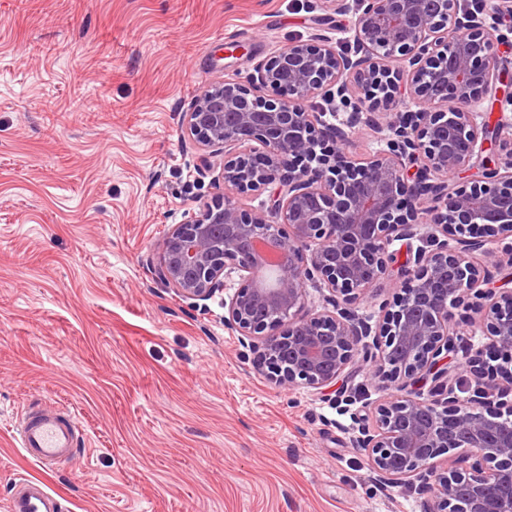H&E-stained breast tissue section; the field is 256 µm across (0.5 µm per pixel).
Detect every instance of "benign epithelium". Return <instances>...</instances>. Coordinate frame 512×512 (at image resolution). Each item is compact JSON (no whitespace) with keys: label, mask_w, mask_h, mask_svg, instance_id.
Segmentation results:
<instances>
[{"label":"benign epithelium","mask_w":512,"mask_h":512,"mask_svg":"<svg viewBox=\"0 0 512 512\" xmlns=\"http://www.w3.org/2000/svg\"><path fill=\"white\" fill-rule=\"evenodd\" d=\"M325 2L352 15L344 47L294 41L183 113L224 158V199L172 226L155 275L200 301L237 273L224 326L278 387L326 390L357 365L393 388L355 418L380 483L417 486L424 512H512V287H489L474 262L512 269V91L497 86L494 52L512 0ZM363 129L383 144L364 158L346 151ZM268 190L269 210L242 208ZM260 245L276 256L272 285L256 276ZM393 270L392 299L362 311ZM310 286L329 308L306 311ZM460 366L474 377L466 396Z\"/></svg>","instance_id":"benign-epithelium-1"}]
</instances>
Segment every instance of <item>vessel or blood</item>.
<instances>
[{"instance_id": "vessel-or-blood-1", "label": "vessel or blood", "mask_w": 512, "mask_h": 512, "mask_svg": "<svg viewBox=\"0 0 512 512\" xmlns=\"http://www.w3.org/2000/svg\"><path fill=\"white\" fill-rule=\"evenodd\" d=\"M17 434L23 453L42 468L51 470L70 456L80 431L74 418L33 405L19 416ZM9 512H61L60 497L41 479L20 478L13 486Z\"/></svg>"}]
</instances>
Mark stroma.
<instances>
[{"label":"stroma","mask_w":512,"mask_h":512,"mask_svg":"<svg viewBox=\"0 0 512 512\" xmlns=\"http://www.w3.org/2000/svg\"><path fill=\"white\" fill-rule=\"evenodd\" d=\"M350 21L321 0H0V512L20 476L64 512H423L352 445L386 394L366 370L345 411L276 387L224 326L237 277L192 303L153 272L172 225L224 194L182 112ZM44 400L82 436L47 473L15 433Z\"/></svg>","instance_id":"stroma-1"}]
</instances>
